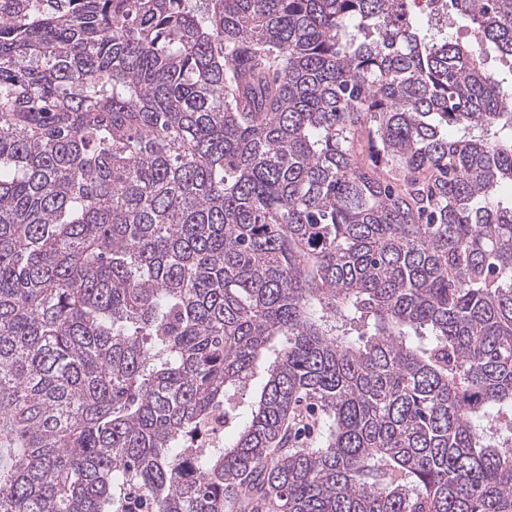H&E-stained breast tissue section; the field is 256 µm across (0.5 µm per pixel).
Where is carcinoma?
<instances>
[{
  "mask_svg": "<svg viewBox=\"0 0 512 512\" xmlns=\"http://www.w3.org/2000/svg\"><path fill=\"white\" fill-rule=\"evenodd\" d=\"M414 5L0 0V512H512V0Z\"/></svg>",
  "mask_w": 512,
  "mask_h": 512,
  "instance_id": "obj_1",
  "label": "carcinoma"
}]
</instances>
